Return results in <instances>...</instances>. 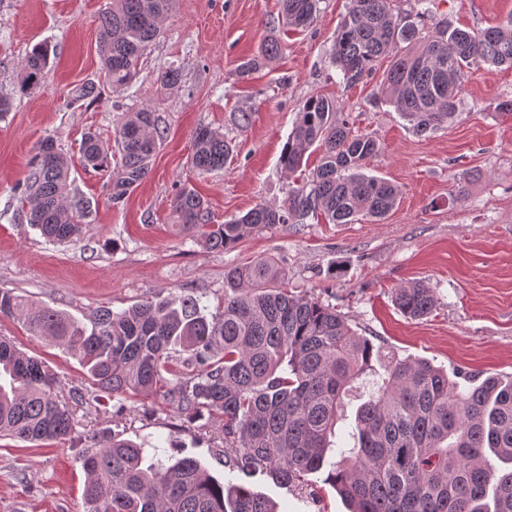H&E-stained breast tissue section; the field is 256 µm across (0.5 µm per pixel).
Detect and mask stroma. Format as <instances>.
Listing matches in <instances>:
<instances>
[{
  "label": "stroma",
  "instance_id": "obj_1",
  "mask_svg": "<svg viewBox=\"0 0 512 512\" xmlns=\"http://www.w3.org/2000/svg\"><path fill=\"white\" fill-rule=\"evenodd\" d=\"M111 0H0V95L13 98L0 119V290L48 305L75 319L98 308L131 309L151 296L193 294L209 309L224 300V272L275 257L283 287L335 305L357 334L387 356L425 359L447 371L480 378L512 376V68L471 69L447 128L416 134L375 91L386 69L378 63L358 82L340 80L330 63L336 29L349 0H321L307 29L279 23L278 0H176L162 32L147 48L128 88L105 84L98 55L99 17ZM512 16V0H435L422 19L423 33L440 21L482 31ZM281 51L263 60L262 47ZM39 43L51 51L41 89H18L24 58ZM259 65L250 73L249 59ZM177 69L174 87L158 77ZM99 84L96 101L69 104V91ZM324 94L349 113L355 130L372 136L378 153L369 174L401 190L386 219L354 224H279L243 239L233 250L212 252L174 234L171 200L190 184L207 201L213 223L258 203L278 204L292 184L279 159L304 101ZM152 104L166 138L148 177L112 204L111 169L76 166L75 200L91 215L81 236L65 245L45 241L17 220L20 196L35 146L53 138L77 157L82 136L113 142L122 113ZM249 113L241 123V113ZM224 133L234 153L224 168L199 174L192 164L195 130ZM421 282L436 303L420 319L395 305L401 286ZM43 358L60 376V397L84 387L79 361L21 321L0 318V336ZM74 438L37 446L0 439V512H85L86 438L116 431L157 445L161 460L192 456L216 477L224 468L212 457L219 424L189 420L162 401L132 402L115 414L111 401L76 408ZM250 486L276 501L280 512H348L327 484L318 498L305 487L278 485L259 471Z\"/></svg>",
  "mask_w": 512,
  "mask_h": 512
}]
</instances>
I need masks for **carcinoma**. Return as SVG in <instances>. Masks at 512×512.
Masks as SVG:
<instances>
[{"mask_svg":"<svg viewBox=\"0 0 512 512\" xmlns=\"http://www.w3.org/2000/svg\"><path fill=\"white\" fill-rule=\"evenodd\" d=\"M173 0H112L102 12L99 53L105 82L129 85ZM319 0H280L282 22L308 27ZM387 56L392 64L377 95L432 134L454 117L467 69L480 63L512 68V19L480 34L448 23L424 37L413 20L393 13V0H351L336 30L331 63L353 82ZM50 49L40 44L24 59L19 91L40 88ZM164 137L149 105L125 113L115 145L82 137L80 161L104 168L112 151L120 165L109 198L121 202L146 178ZM320 164L289 189L279 206L259 203L222 224L209 223L203 197L183 186L172 201L177 234L212 251H228L247 235L278 224L324 217L331 224L379 221L394 209L397 186L364 173L378 152L375 139L355 131L336 101L310 96L298 112L280 157L292 177L312 147ZM202 173L224 167L232 142L200 127L192 141ZM71 162L52 139L29 160L22 191L27 223L48 242L67 243L82 230L89 207L70 198ZM283 276L265 257L224 272L223 306L212 312L201 300L151 297L133 308L96 310L82 323L47 305L0 291V316L25 323L30 333L76 357L88 389H76L79 405L103 392L125 402L161 397L193 419L208 412L220 420L224 447L215 459L229 478L221 483L193 457L171 464L146 462L142 444L120 434L90 437L82 454L87 512H278L238 475L266 469L284 487L307 483L329 465L325 481L350 512H512V377L478 380L425 360H387L367 401L327 462L344 399L352 384L381 357L369 339L355 334L336 309L318 298L293 295L274 284ZM395 303L410 318L430 314L432 290L414 283L396 290ZM58 376L43 360L0 337V437L36 446L72 438L76 423L57 394Z\"/></svg>","mask_w":512,"mask_h":512,"instance_id":"1","label":"carcinoma"}]
</instances>
